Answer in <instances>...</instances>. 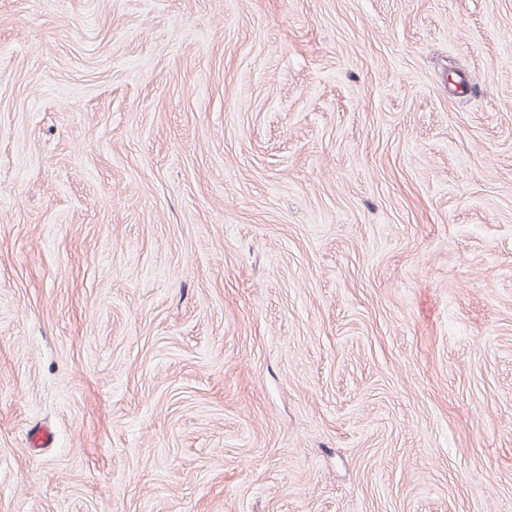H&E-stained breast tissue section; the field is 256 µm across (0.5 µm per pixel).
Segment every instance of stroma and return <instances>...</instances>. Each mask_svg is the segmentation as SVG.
<instances>
[{
    "label": "stroma",
    "mask_w": 512,
    "mask_h": 512,
    "mask_svg": "<svg viewBox=\"0 0 512 512\" xmlns=\"http://www.w3.org/2000/svg\"><path fill=\"white\" fill-rule=\"evenodd\" d=\"M0 512H512V0H0Z\"/></svg>",
    "instance_id": "stroma-1"
}]
</instances>
